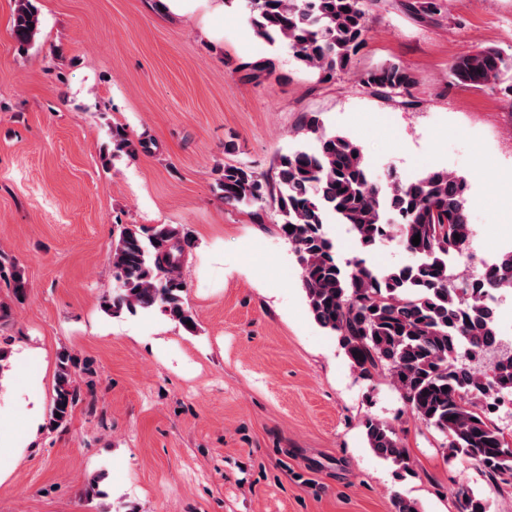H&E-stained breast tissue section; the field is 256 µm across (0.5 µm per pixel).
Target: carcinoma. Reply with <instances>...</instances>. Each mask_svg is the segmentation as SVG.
<instances>
[{"label":"carcinoma","mask_w":512,"mask_h":512,"mask_svg":"<svg viewBox=\"0 0 512 512\" xmlns=\"http://www.w3.org/2000/svg\"><path fill=\"white\" fill-rule=\"evenodd\" d=\"M14 3L11 36L25 50L39 34L41 20L33 0ZM246 7L255 36L287 46L320 83L351 66L366 32L365 0H246ZM279 68L276 55L264 54L240 70L244 79L261 81ZM452 76L473 87L501 86L512 95V57L493 47L460 55ZM361 82L372 95L394 101L410 95L416 79L409 68L389 63L366 72ZM301 129L314 135L318 146L279 155L266 173L245 162L218 168L220 199L236 209L276 204L278 228L297 256L315 323L336 336L364 379L389 380L414 418L444 437L448 460L472 461L511 487L512 431L501 427L495 414L504 397L512 396V359L495 362L492 356L504 345L493 301L512 288V252L483 263L476 275H454L448 258H466L473 237L463 177L438 169L406 179L390 170L375 181L361 147L327 131L319 114L303 113ZM122 156L135 157L134 143L115 126L112 158L106 162ZM331 216L348 227L360 255L339 259L326 231ZM393 230L413 260L377 270L366 256ZM191 247L188 233L171 224L120 226L112 242L114 285L102 297V311L118 317L158 309L186 332H195L197 323L183 300L185 283L168 270ZM0 279L16 299L24 298L27 281L20 268L0 265ZM77 368L69 352L59 354L51 431L68 424L78 401ZM364 429L368 448L396 466L398 476L414 473L395 427L369 417ZM456 499L458 512H490L487 500L466 487L457 490Z\"/></svg>","instance_id":"carcinoma-1"}]
</instances>
